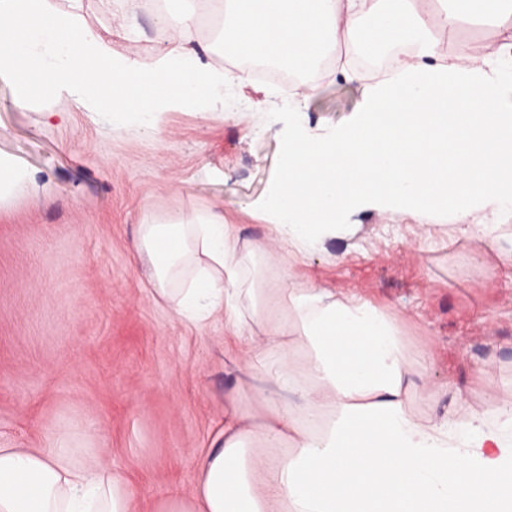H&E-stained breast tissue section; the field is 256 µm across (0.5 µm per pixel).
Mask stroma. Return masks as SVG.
<instances>
[{"label": "stroma", "mask_w": 512, "mask_h": 512, "mask_svg": "<svg viewBox=\"0 0 512 512\" xmlns=\"http://www.w3.org/2000/svg\"><path fill=\"white\" fill-rule=\"evenodd\" d=\"M193 7L84 0V16L101 30L113 12L133 19L138 46L116 37L112 48L147 64L167 47L161 15L174 21ZM374 80L310 75L306 123H349ZM288 96L258 82L221 112L164 113L153 133L74 111L66 99L54 103L63 118L46 119L42 106L17 107L0 77V158L27 177L0 189L1 447L41 448L66 431L71 447L127 475L139 512L190 495L247 354L225 345L222 322L200 330L175 320L134 266V243L142 223L216 205L246 237L263 238L252 213L277 178ZM351 222L349 235L300 258L294 273L389 310L409 350L432 354L413 411L446 410L452 375L472 404L493 412L512 402V276L489 271L479 234L455 235L443 215L371 207Z\"/></svg>", "instance_id": "obj_1"}]
</instances>
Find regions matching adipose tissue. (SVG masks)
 <instances>
[{
	"mask_svg": "<svg viewBox=\"0 0 512 512\" xmlns=\"http://www.w3.org/2000/svg\"><path fill=\"white\" fill-rule=\"evenodd\" d=\"M0 0V75L16 106L63 96L76 110L157 130L164 112H220L249 76L220 57L296 72L343 54L389 57L347 125L323 134L296 120L256 217L262 241L221 207L141 225L134 257L177 320L247 348L248 377L224 397V425L200 457L190 497L154 512H512V407L488 412L454 395L416 415L410 400L432 358L410 355L402 322L341 290L295 280L294 261L350 233L364 203L475 213L499 268L512 273V0H198L168 27L150 66L118 56L82 0ZM217 18L195 44L201 15ZM485 26L482 53L447 58L459 24ZM0 512H136L131 486L67 434L47 447L0 448Z\"/></svg>",
	"mask_w": 512,
	"mask_h": 512,
	"instance_id": "1",
	"label": "adipose tissue"
}]
</instances>
